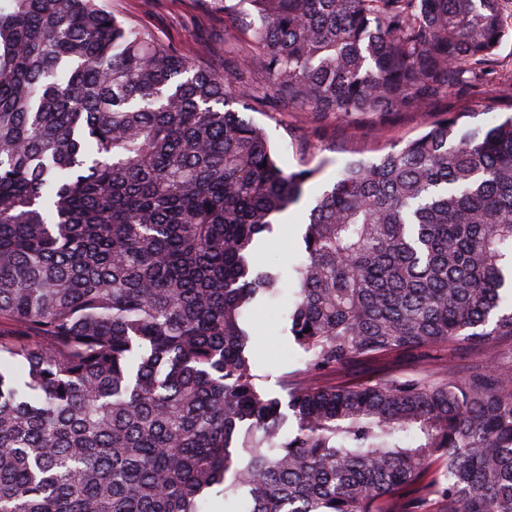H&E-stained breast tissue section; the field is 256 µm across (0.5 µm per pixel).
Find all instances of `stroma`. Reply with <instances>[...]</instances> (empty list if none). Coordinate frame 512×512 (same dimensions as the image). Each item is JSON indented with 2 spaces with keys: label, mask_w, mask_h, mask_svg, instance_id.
<instances>
[{
  "label": "stroma",
  "mask_w": 512,
  "mask_h": 512,
  "mask_svg": "<svg viewBox=\"0 0 512 512\" xmlns=\"http://www.w3.org/2000/svg\"><path fill=\"white\" fill-rule=\"evenodd\" d=\"M137 26L150 29L161 40L180 50L212 47L225 57L243 54L240 43L224 40V11L218 0H109ZM468 104L467 124L488 125L494 117L512 113V92L468 86L452 96H442L419 110L390 114L381 119L345 117L309 112H252V120L263 127L275 151L278 164L292 172L304 167L317 169V177L305 187L302 200L283 214L272 232L264 234L258 262H272L285 279L281 294L254 311L251 319L260 327L252 347V362L259 385L269 396H283L285 380H299L304 368L302 356L283 332L284 315L294 285L289 277L293 265L303 257L305 220L315 197L346 165L357 159H374L391 146L415 138L442 114ZM425 365L417 353L404 352L385 359L359 362L350 367L349 381L378 379L388 374L407 377L421 374Z\"/></svg>",
  "instance_id": "obj_1"
}]
</instances>
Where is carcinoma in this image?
Instances as JSON below:
<instances>
[{"mask_svg":"<svg viewBox=\"0 0 512 512\" xmlns=\"http://www.w3.org/2000/svg\"><path fill=\"white\" fill-rule=\"evenodd\" d=\"M511 30L512 0H224L226 74L108 0H0V512H512L511 364L258 386L252 254L317 170L243 115L419 109ZM464 116L316 197L308 374L512 340V115Z\"/></svg>","mask_w":512,"mask_h":512,"instance_id":"obj_1","label":"carcinoma"}]
</instances>
